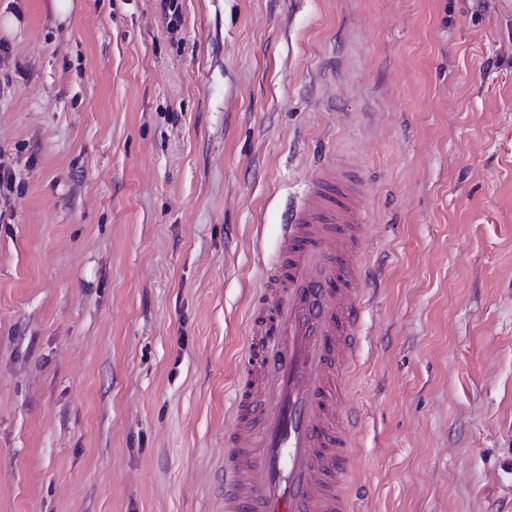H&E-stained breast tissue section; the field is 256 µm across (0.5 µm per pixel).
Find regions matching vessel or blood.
<instances>
[{
  "label": "vessel or blood",
  "mask_w": 512,
  "mask_h": 512,
  "mask_svg": "<svg viewBox=\"0 0 512 512\" xmlns=\"http://www.w3.org/2000/svg\"><path fill=\"white\" fill-rule=\"evenodd\" d=\"M365 216L343 160L318 164L284 213L227 411L224 512H352L344 488L363 420L344 378L360 344Z\"/></svg>",
  "instance_id": "b4317fda"
}]
</instances>
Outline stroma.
<instances>
[{"mask_svg":"<svg viewBox=\"0 0 512 512\" xmlns=\"http://www.w3.org/2000/svg\"><path fill=\"white\" fill-rule=\"evenodd\" d=\"M0 0V512H224L282 216L362 169L356 512H512V0Z\"/></svg>","mask_w":512,"mask_h":512,"instance_id":"obj_1","label":"stroma"}]
</instances>
